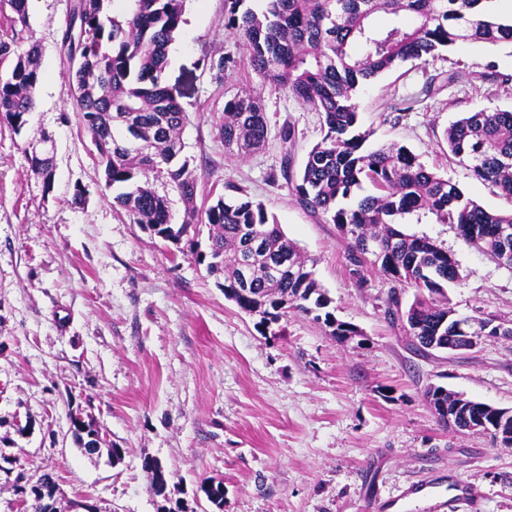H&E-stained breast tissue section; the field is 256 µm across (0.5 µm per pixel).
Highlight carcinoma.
<instances>
[{"instance_id": "cac0c4a2", "label": "carcinoma", "mask_w": 512, "mask_h": 512, "mask_svg": "<svg viewBox=\"0 0 512 512\" xmlns=\"http://www.w3.org/2000/svg\"><path fill=\"white\" fill-rule=\"evenodd\" d=\"M29 0H8L10 21L26 23ZM246 0H224V24L244 38L247 66L263 80L288 91L319 113L323 136L295 170L284 152L279 177L304 209L335 224L347 244L355 274L378 266L393 283L384 317L406 328L419 351H453L458 322L448 306V284L460 280L451 253L427 237L397 228L409 218L421 223L433 216L453 224L465 243L512 267V210L490 211L465 197L452 180L418 160L407 148H370L371 131L359 122L358 89L407 62L450 50L460 41L492 46L512 44V19L500 20L481 9L485 0H263L256 11ZM378 13L409 22L385 30L373 25ZM184 23V0H74L63 32L73 106L98 145L96 163L104 170L113 206L135 224L156 225V235L174 245L199 223L211 229L209 273L223 277L224 297L259 325L288 318V312L312 317L338 341L358 329L336 319L333 300L315 278L295 243L276 219L245 191L212 189V203L197 207L198 179L184 155L181 130L187 112L178 86L165 81L168 48ZM41 46L29 39L0 38V64L9 77L0 80V124L21 133L35 107L41 80ZM138 131L143 145L131 147L127 134ZM224 148L249 154L269 142L268 123L257 97L236 95L224 103L217 125ZM448 152L478 181L512 202V111L479 109L463 113L444 133ZM31 167L53 182L54 157ZM177 192L184 205L180 224L172 223L171 202L155 183ZM372 191L356 204L347 201L363 185ZM415 289L402 307L401 289ZM424 397L441 422L440 407L462 404L489 423L497 412L443 386ZM207 500L224 512L221 485H203Z\"/></svg>"}]
</instances>
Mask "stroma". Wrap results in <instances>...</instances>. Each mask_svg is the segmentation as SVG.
I'll use <instances>...</instances> for the list:
<instances>
[{"mask_svg":"<svg viewBox=\"0 0 512 512\" xmlns=\"http://www.w3.org/2000/svg\"><path fill=\"white\" fill-rule=\"evenodd\" d=\"M71 5L29 0L21 35L41 45L42 79L27 131L0 127V512H17L21 471L57 475L60 512L83 493L100 512H156L147 457L161 460L170 497L189 512H213L201 490L211 481L224 486V512H376L440 467L483 491L484 512H512V448L444 427L423 397L441 385L512 409V338L424 354L385 319L390 280L371 267L357 283L336 226L270 181L281 126L295 129L299 164L323 136L320 117L247 67L244 40L224 26V0H186L164 73L183 93L185 153L200 191L237 184L276 217L313 261L336 318L359 328L348 342L299 313L265 330L239 311L207 271L208 225L172 245L113 207L63 64ZM220 57L233 65L208 69ZM492 68L512 74V46L472 41L363 85L370 146H405L485 209L507 208L443 139L464 112L512 109V83L482 78ZM244 92L258 94L270 125L266 149L249 156L225 151L215 127L225 101ZM40 130L54 143L49 194L25 153ZM402 230L453 255L461 279L447 293L459 315L512 326V268L467 245L454 225L427 218ZM77 413L124 448L121 464L78 449Z\"/></svg>","mask_w":512,"mask_h":512,"instance_id":"stroma-1","label":"stroma"}]
</instances>
